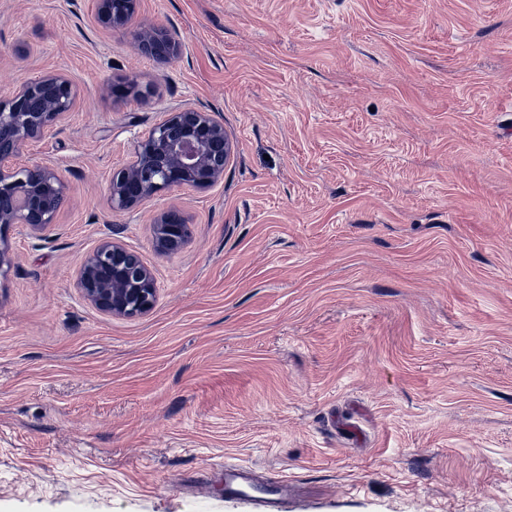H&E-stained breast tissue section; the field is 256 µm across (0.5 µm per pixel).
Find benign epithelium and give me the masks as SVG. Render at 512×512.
<instances>
[{
	"mask_svg": "<svg viewBox=\"0 0 512 512\" xmlns=\"http://www.w3.org/2000/svg\"><path fill=\"white\" fill-rule=\"evenodd\" d=\"M140 0H96L94 18L114 31L131 25ZM137 49L160 63L177 58L179 35L143 24L134 34ZM77 89L63 74L26 80L0 95V230L24 224L43 232L57 224L67 192L63 172L42 162L15 167L12 160L30 142L44 138L63 123L77 103ZM233 144L224 124L194 108L165 113L136 144L131 159L112 176L107 194L112 210L138 208L170 188L204 189L219 183ZM153 243L162 254L183 249L191 237L188 217L169 209L153 215ZM13 264L8 239L0 233V277ZM82 298L100 312L123 318L149 313L158 289L152 270L137 254L105 238L86 255L77 272Z\"/></svg>",
	"mask_w": 512,
	"mask_h": 512,
	"instance_id": "7a95c632",
	"label": "benign epithelium"
}]
</instances>
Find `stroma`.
<instances>
[{
	"label": "stroma",
	"instance_id": "1",
	"mask_svg": "<svg viewBox=\"0 0 512 512\" xmlns=\"http://www.w3.org/2000/svg\"><path fill=\"white\" fill-rule=\"evenodd\" d=\"M91 8L0 0V95L78 91L18 158L68 189L53 231H5L0 512H250L228 462L288 512H512V0H141L166 65ZM177 108L223 121V181L113 212ZM168 209L191 239L161 254ZM106 237L153 271L147 315L77 290ZM134 39L142 54L160 63H168L181 53L182 41L179 35L154 25H141L136 30ZM153 243L162 254H170L183 249L191 237L188 217L179 210L169 209L153 215ZM253 474L238 464L224 465V496L231 500H243L244 503H259L265 508H276L288 497V481L282 478H269L261 482H253ZM253 486L259 495L242 498V487ZM259 498V499H249Z\"/></svg>",
	"mask_w": 512,
	"mask_h": 512
}]
</instances>
